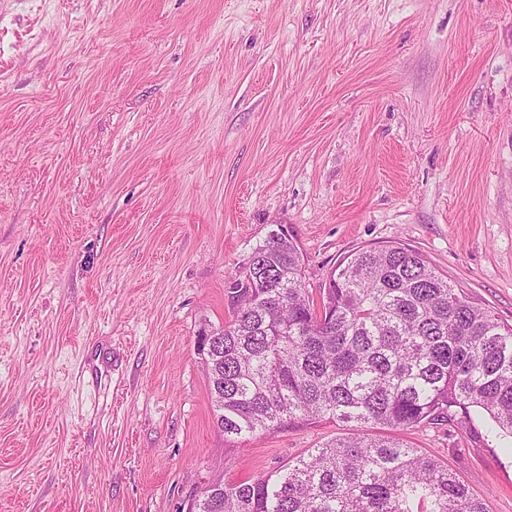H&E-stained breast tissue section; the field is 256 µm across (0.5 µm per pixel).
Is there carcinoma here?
Masks as SVG:
<instances>
[{
	"instance_id": "1",
	"label": "carcinoma",
	"mask_w": 512,
	"mask_h": 512,
	"mask_svg": "<svg viewBox=\"0 0 512 512\" xmlns=\"http://www.w3.org/2000/svg\"><path fill=\"white\" fill-rule=\"evenodd\" d=\"M305 268L282 225L225 278L232 315L212 411L227 442L330 422L357 432L190 509L488 512L448 464L370 430L470 429L475 411L489 418V436L512 438V325L400 244L342 259L317 300Z\"/></svg>"
}]
</instances>
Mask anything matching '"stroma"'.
<instances>
[{"mask_svg":"<svg viewBox=\"0 0 512 512\" xmlns=\"http://www.w3.org/2000/svg\"><path fill=\"white\" fill-rule=\"evenodd\" d=\"M278 224L311 294L398 242L512 324V0H0V512H185L340 434L213 424L197 331ZM483 431L402 438L512 512Z\"/></svg>","mask_w":512,"mask_h":512,"instance_id":"1","label":"stroma"}]
</instances>
